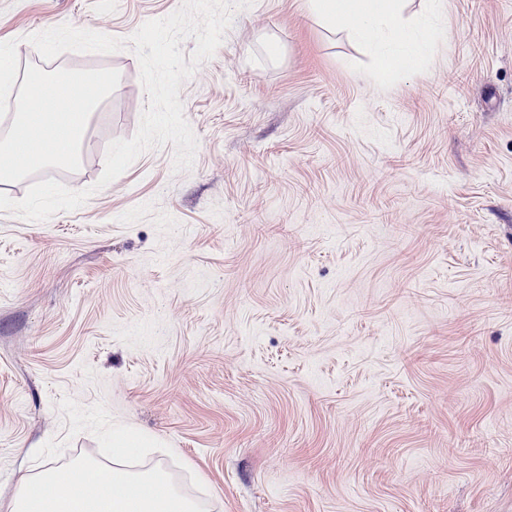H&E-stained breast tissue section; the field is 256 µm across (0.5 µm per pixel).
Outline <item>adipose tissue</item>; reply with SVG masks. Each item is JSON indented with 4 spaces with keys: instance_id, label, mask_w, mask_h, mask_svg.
<instances>
[{
    "instance_id": "obj_1",
    "label": "adipose tissue",
    "mask_w": 512,
    "mask_h": 512,
    "mask_svg": "<svg viewBox=\"0 0 512 512\" xmlns=\"http://www.w3.org/2000/svg\"><path fill=\"white\" fill-rule=\"evenodd\" d=\"M310 9L330 29L375 49L378 71L411 69L418 54L412 27L403 17V0H310Z\"/></svg>"
}]
</instances>
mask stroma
<instances>
[{"label":"stroma","instance_id":"1","mask_svg":"<svg viewBox=\"0 0 512 512\" xmlns=\"http://www.w3.org/2000/svg\"><path fill=\"white\" fill-rule=\"evenodd\" d=\"M181 0H0L18 68H110L73 190L148 96L132 48L44 61L63 24L126 39ZM420 57L309 0L235 11L182 83L198 140L80 208L0 211V512L32 455L98 456L63 398L167 444L206 512H512V0H406Z\"/></svg>","mask_w":512,"mask_h":512}]
</instances>
